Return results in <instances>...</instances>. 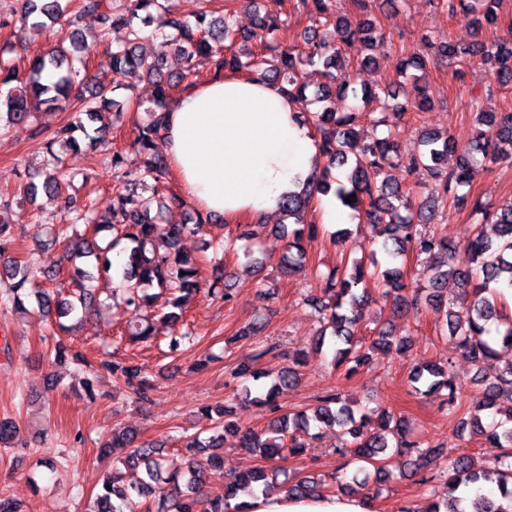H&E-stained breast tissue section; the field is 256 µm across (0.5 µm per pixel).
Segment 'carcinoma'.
I'll return each instance as SVG.
<instances>
[{
    "label": "carcinoma",
    "instance_id": "cac0c4a2",
    "mask_svg": "<svg viewBox=\"0 0 512 512\" xmlns=\"http://www.w3.org/2000/svg\"><path fill=\"white\" fill-rule=\"evenodd\" d=\"M499 0H479L480 10L471 18L479 30L491 27L497 21ZM436 4L449 15L469 16L467 0H436ZM356 13L337 15L329 11V0H298L297 7L308 13H317L326 26L303 33L304 47L284 43L288 25L273 19H261L257 30L242 33L234 27L236 0H224V14L209 16L199 7L179 20L162 19L160 0H23L20 14L21 27L43 30L59 24L67 32L69 45L64 42L34 56L28 70L19 74L0 60V82L14 84L3 102V112L14 125L27 123L34 113L46 107L68 108L75 112V121L49 136L46 143L50 160L45 166L42 186L27 181L16 198L0 202V255L8 252L10 238L4 236L11 223L12 207L21 200L43 189L59 207L61 223L53 225L44 245L62 243L66 246L71 277L79 287L71 298L40 295L37 306L57 330H68L66 321L86 314L96 306L95 295L85 283L96 278L112 277L110 248L101 246L97 236L102 232L115 234V239H127L132 246L127 250L123 276L127 282L126 303L141 313L138 322L127 326L124 336L131 344H146L155 336V317L176 329L182 323L183 305L199 289L198 263L180 251L181 240L201 233L209 219L195 212L191 224L161 225L154 211L152 197L137 192V185L154 181L164 182L169 164L154 153L155 140L161 136L163 119L158 115L175 88L185 79L193 77L200 60H206L214 72L243 71L259 81L277 82L297 103L304 107L310 102L322 104L315 113V127L321 132L318 150L324 160L322 171L311 178V184L300 192L286 195L279 213L285 223L277 226L280 234L288 238L287 251L282 256L281 271L294 276L308 268L307 253L302 245L306 238L317 236L318 225L308 219L309 207L317 194L329 193L339 204L359 216L365 217L375 237L381 240L386 255L381 263L376 255L367 259L353 258L347 262L328 264L320 261L312 269L313 277L325 284L330 302L319 305L324 328L316 336V344L334 347L333 366L345 368L350 377L367 363V351L356 336L361 321V299L358 287L365 278L377 279L381 297H394L395 302L417 305L448 306L446 330L460 354L478 365L495 356V346L512 348V316L506 317L499 309L504 294L499 288L512 289V202L497 203L490 197L464 190L472 179L480 161L492 162L512 159V113L484 112L480 97L471 99L476 117L474 139L460 154L453 169L444 167L448 154L457 150L451 131L438 133L420 131V149L406 155L397 142L396 129L403 123L406 111L423 112L431 101L418 71L424 69L423 56L408 53L400 64L408 86L397 92L386 85L356 87L353 75L342 60V48L359 40L366 54L361 65L375 63V55L387 43V34L361 19L366 0H353ZM111 22L114 27L127 30L126 41L112 48V88L114 96L108 98L99 91L92 97L72 96L76 86L88 80V65L80 55L81 39L86 29L100 22ZM155 27L161 42L159 51L146 54L140 51L145 29ZM170 28V32L163 28ZM251 42L243 54L233 51L237 41ZM168 46L180 53L182 72L173 77L164 74L163 52ZM479 53L490 66V75L502 87L512 86V36L490 40H474L460 46L448 40L437 48L436 55L449 63H460L467 56ZM320 64L328 83L308 94V87L299 80V71L305 65ZM154 83L152 119L136 128L130 147L140 156V166L127 172L123 190L112 199V219L96 221L91 207L66 192L59 171V157L53 150L61 139L74 151L86 146L96 149L107 142L105 126L95 125L101 108L112 109L115 118L127 111L134 87L142 79ZM352 94L367 108L376 102L389 105V101L404 97L405 104L398 112H387L381 123L387 126L381 137L359 138L352 128L353 113H338L331 107L336 94ZM403 166L416 175L414 186L402 188L391 183L389 170ZM355 195L347 203L345 198ZM458 212L468 211L477 217L473 237L461 258L444 234L427 232L420 228L437 215L442 203ZM78 224L92 225V232L72 235ZM494 225L498 240L484 231V225ZM429 256L433 274L428 286H412L402 262L408 252ZM37 270L28 262L7 260L0 265V274L9 281L13 306L24 308L26 285ZM461 288V302L448 301L443 290L448 281ZM372 347H381L402 355L408 348L405 338L394 335L381 325L373 329ZM274 350V346L255 342L251 355L240 363L235 376L248 381L265 377L252 370L254 362ZM303 360L288 361L270 385L258 396L250 388L244 389L243 401L270 408L276 416L260 431L242 430L228 418L230 410L224 406H205L202 415L212 422L211 435L193 437L185 448L189 456L183 466L169 469L164 463V444L138 442L130 430L115 429L101 448L107 454L115 448H126L124 456L112 458V473L107 475L96 494L91 512H138V499L159 495L157 512H198L203 502L206 512H247V502L239 496L253 497L267 492V486L277 479L280 467H254L234 476L224 485V493L208 495L211 478L222 468L221 451L224 435L232 434L239 446L266 461L285 459L302 453L303 446L297 434L311 426L338 428V451L349 455L341 472L332 476L341 491L356 487L376 489L384 485L393 473L390 459L398 454L407 456L404 475L414 477L430 467L444 455L443 446L422 447V443L407 436L404 421L388 412L381 414L378 427L370 426L366 414L355 416L345 402L343 394L331 391L316 406L300 413H283L278 403L282 390L296 382ZM95 370H105L112 377L131 388L140 402L149 400L154 389L143 366L114 357L103 358ZM412 389L420 396H430L448 408L456 406L457 385L450 371L444 367L421 363L411 368ZM492 415L486 421V415ZM480 433L492 445L502 449L496 459L494 472L507 485L512 479V362L499 368L495 377L480 380V393L472 410L462 416L456 426L457 435L465 432ZM140 469L143 478L137 485L125 486L121 468ZM450 496L433 498L423 512H512V504L504 507L486 496L470 499L464 495L451 496L461 489L468 491L488 478L483 471L471 468L467 457L448 455L443 462ZM288 494L299 497L320 496L325 484L308 476L287 485Z\"/></svg>",
    "mask_w": 512,
    "mask_h": 512
}]
</instances>
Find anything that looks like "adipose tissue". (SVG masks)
Instances as JSON below:
<instances>
[{
    "label": "adipose tissue",
    "instance_id": "1",
    "mask_svg": "<svg viewBox=\"0 0 512 512\" xmlns=\"http://www.w3.org/2000/svg\"><path fill=\"white\" fill-rule=\"evenodd\" d=\"M164 144L185 193L205 214L231 220L275 210L301 191L318 148L299 106L278 84L216 74L166 105ZM249 512H374L365 494L258 495Z\"/></svg>",
    "mask_w": 512,
    "mask_h": 512
}]
</instances>
